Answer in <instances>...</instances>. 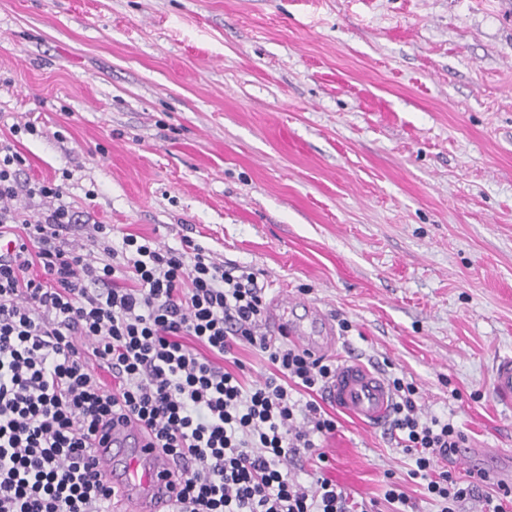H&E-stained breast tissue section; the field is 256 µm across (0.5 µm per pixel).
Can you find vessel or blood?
Segmentation results:
<instances>
[{
  "label": "vessel or blood",
  "instance_id": "obj_1",
  "mask_svg": "<svg viewBox=\"0 0 512 512\" xmlns=\"http://www.w3.org/2000/svg\"><path fill=\"white\" fill-rule=\"evenodd\" d=\"M288 301L275 300L267 311L273 335L291 341L300 349L321 357L339 343L326 314L311 308L312 320L304 325L288 316ZM492 391L503 403H512V356L496 359L492 369ZM326 397L338 410L369 427L384 424L392 410L393 396L382 377L361 362L349 360L337 367L326 387ZM95 455L107 483L121 499L133 504V512H170L180 486L175 462L158 449L139 424L117 421L94 442Z\"/></svg>",
  "mask_w": 512,
  "mask_h": 512
}]
</instances>
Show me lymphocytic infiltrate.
Returning <instances> with one entry per match:
<instances>
[{"instance_id": "lymphocytic-infiltrate-1", "label": "lymphocytic infiltrate", "mask_w": 512, "mask_h": 512, "mask_svg": "<svg viewBox=\"0 0 512 512\" xmlns=\"http://www.w3.org/2000/svg\"><path fill=\"white\" fill-rule=\"evenodd\" d=\"M24 163L0 140V512H112L92 440L117 416L177 463V512H350L331 480L304 487L286 467L317 455L316 437L336 429L312 398L336 363L264 332L255 274L224 267L189 238L179 249L132 234L113 244L108 224L75 244L62 187L21 181ZM22 193L52 205L30 219L12 205ZM34 265L39 274L28 276ZM241 344L267 359L268 376L246 385L216 365ZM387 385L389 427L414 457L412 477L426 480L440 512H458L489 474L463 483L437 470L458 454L460 431L421 419L414 383Z\"/></svg>"}]
</instances>
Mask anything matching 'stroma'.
I'll use <instances>...</instances> for the list:
<instances>
[{
    "label": "stroma",
    "instance_id": "obj_1",
    "mask_svg": "<svg viewBox=\"0 0 512 512\" xmlns=\"http://www.w3.org/2000/svg\"><path fill=\"white\" fill-rule=\"evenodd\" d=\"M1 137L90 216L76 243L191 238L512 454V0H0ZM335 419L295 481L438 512L388 429ZM492 391L502 403H512V356H499L492 369Z\"/></svg>",
    "mask_w": 512,
    "mask_h": 512
}]
</instances>
